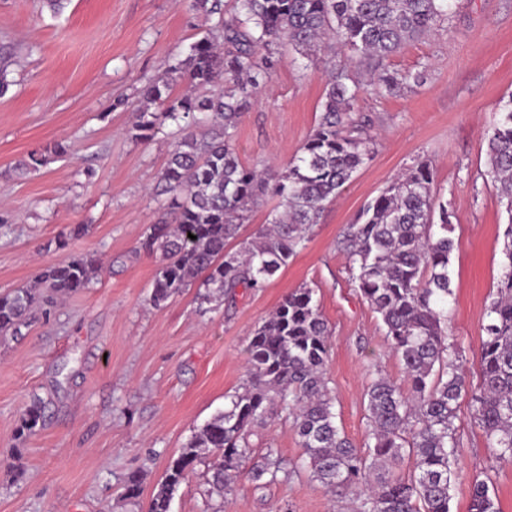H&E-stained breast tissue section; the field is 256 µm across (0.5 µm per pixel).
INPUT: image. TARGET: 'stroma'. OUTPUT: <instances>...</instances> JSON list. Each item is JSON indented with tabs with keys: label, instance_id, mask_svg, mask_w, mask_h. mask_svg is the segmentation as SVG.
<instances>
[{
	"label": "stroma",
	"instance_id": "obj_1",
	"mask_svg": "<svg viewBox=\"0 0 512 512\" xmlns=\"http://www.w3.org/2000/svg\"><path fill=\"white\" fill-rule=\"evenodd\" d=\"M205 16L189 0H68L53 14L43 0H0V51L12 54L0 97V293L32 286L49 263L93 255L100 272L84 292L37 314L21 339L0 341V512H140L120 486L140 473L151 496L169 458L224 408L243 382L251 330L302 285L333 334L326 364L336 422L355 446L366 432L364 393L372 370L406 378L377 313L352 283L337 241L360 209L405 168L426 160L436 193L453 206L456 248L449 272L448 332L470 381H477L486 309L503 273L508 218L487 173L485 133L501 99L512 96V0H456L448 21L409 42L389 66L420 71L421 84L392 96L360 91L375 156L312 227L306 248L259 291L232 306H199L196 289L167 305L148 303L158 255L140 244L167 211L153 188L174 140L172 128L146 142L128 129L140 89L164 76L188 49ZM345 66L366 79L349 52L319 51L315 65L281 51L259 101L235 136L242 164H286L315 128L328 72ZM124 106H117V99ZM67 151L23 171L34 152ZM87 225L75 236V225ZM41 398L39 431L21 441L20 416ZM461 440L452 512H469L473 478L492 472L501 512H512V464L493 465L482 430L460 402ZM255 454L303 453L288 421L250 439ZM198 465L171 512H333L308 474L255 487L239 478L217 498Z\"/></svg>",
	"mask_w": 512,
	"mask_h": 512
}]
</instances>
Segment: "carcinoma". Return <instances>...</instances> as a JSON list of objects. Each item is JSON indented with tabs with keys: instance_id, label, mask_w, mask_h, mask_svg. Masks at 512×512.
<instances>
[{
	"instance_id": "carcinoma-1",
	"label": "carcinoma",
	"mask_w": 512,
	"mask_h": 512,
	"mask_svg": "<svg viewBox=\"0 0 512 512\" xmlns=\"http://www.w3.org/2000/svg\"><path fill=\"white\" fill-rule=\"evenodd\" d=\"M452 6L453 0H233L228 8L224 0H190L211 26L164 77L141 90L129 128L138 141L165 125L178 131L158 184L170 195L174 220L160 218L143 241L161 259L149 303L161 307L195 286L204 289L202 302L231 304L238 289L265 287L306 247L327 205L373 160V138L354 116L360 87L339 66L328 75L317 125L288 166L242 165L236 128L278 66L281 47L301 51L312 65L323 45L347 50L374 63L373 90L394 95L420 83L422 72L391 70L386 62L448 19ZM486 163L508 224L504 272L483 325L479 383H470L459 349L448 341L454 213L434 193L431 164L419 161L368 202L337 242L408 382L403 388L379 371L371 374L364 447L336 425L325 376L332 329L315 290L304 285L252 330L244 382L168 461L146 512H171L175 493L206 460L209 493L224 497L250 458V436L275 417L290 421L303 454L287 463L268 448L248 480L259 487L308 469L349 502L350 512H451V488L461 473L455 419L465 397L492 459L512 463V96L487 130ZM268 193L278 203L267 223L238 249L227 248ZM97 272V260L86 255L47 266L39 288L0 294V337L23 335L45 292L77 293ZM43 410L33 400L17 438L36 434ZM407 456L414 457L408 476L400 471ZM123 488L126 500L139 502L138 474H127ZM469 512H500L490 474L471 482Z\"/></svg>"
}]
</instances>
